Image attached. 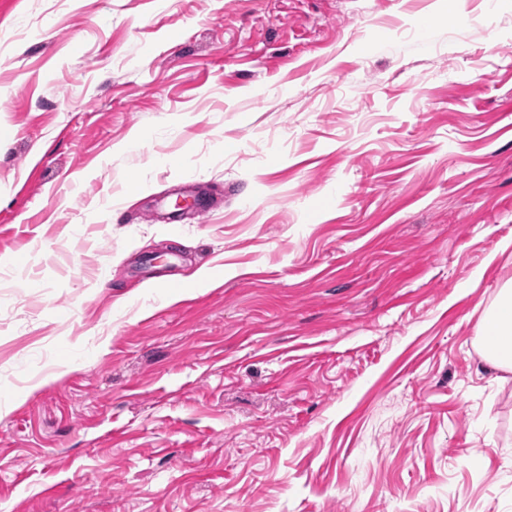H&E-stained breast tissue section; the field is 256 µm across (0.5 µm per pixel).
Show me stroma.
I'll return each mask as SVG.
<instances>
[{
  "instance_id": "1",
  "label": "stroma",
  "mask_w": 512,
  "mask_h": 512,
  "mask_svg": "<svg viewBox=\"0 0 512 512\" xmlns=\"http://www.w3.org/2000/svg\"><path fill=\"white\" fill-rule=\"evenodd\" d=\"M510 98L512 0H0V512H512ZM475 342L483 360L501 372H512V289L503 288L498 300L484 313Z\"/></svg>"
}]
</instances>
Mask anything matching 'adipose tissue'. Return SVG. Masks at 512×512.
<instances>
[{
    "label": "adipose tissue",
    "instance_id": "ef3b65f1",
    "mask_svg": "<svg viewBox=\"0 0 512 512\" xmlns=\"http://www.w3.org/2000/svg\"><path fill=\"white\" fill-rule=\"evenodd\" d=\"M475 342L484 361L496 370L512 372V289H502L477 326Z\"/></svg>",
    "mask_w": 512,
    "mask_h": 512
}]
</instances>
